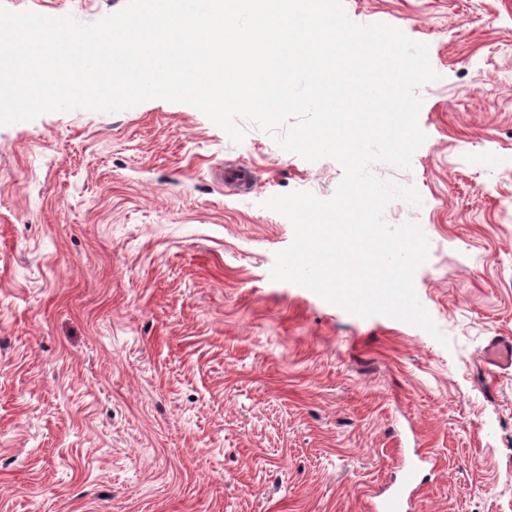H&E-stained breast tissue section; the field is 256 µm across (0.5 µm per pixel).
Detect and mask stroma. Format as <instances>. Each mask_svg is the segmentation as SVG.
Wrapping results in <instances>:
<instances>
[{
    "label": "stroma",
    "instance_id": "1",
    "mask_svg": "<svg viewBox=\"0 0 512 512\" xmlns=\"http://www.w3.org/2000/svg\"><path fill=\"white\" fill-rule=\"evenodd\" d=\"M427 44L425 143L381 179L419 222L418 298L448 338L270 277L267 199L342 176L245 119L152 99L0 126V512H372L423 455L412 512H512V0H343ZM90 23L126 0H0ZM251 168L241 192L226 168ZM484 361L487 365L509 374L512 369V337L497 336L484 350Z\"/></svg>",
    "mask_w": 512,
    "mask_h": 512
}]
</instances>
